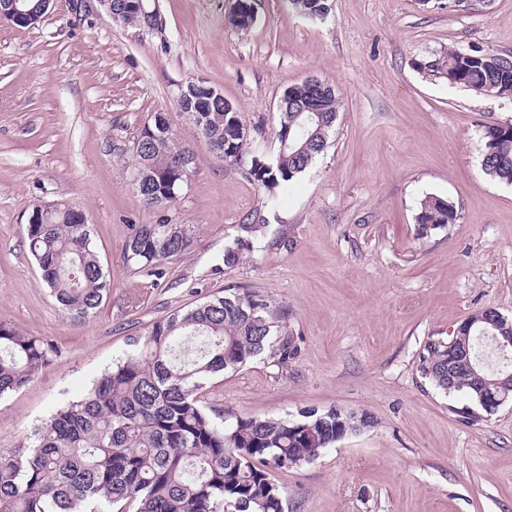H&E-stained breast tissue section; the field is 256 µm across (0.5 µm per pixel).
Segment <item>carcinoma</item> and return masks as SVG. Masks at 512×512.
<instances>
[{"label":"carcinoma","mask_w":512,"mask_h":512,"mask_svg":"<svg viewBox=\"0 0 512 512\" xmlns=\"http://www.w3.org/2000/svg\"><path fill=\"white\" fill-rule=\"evenodd\" d=\"M314 18L328 13L327 0H291ZM502 54L472 50L465 57L450 46L427 69L448 85L512 102V67ZM279 111V148L267 154L244 133L237 109L215 106L194 112L197 137L224 159L250 156L249 175L264 185H283L303 173L328 146L340 105L322 81L286 89ZM317 94L320 111L302 106ZM136 150L137 171L151 173L137 189L146 205L175 202L183 180L174 162L189 154L171 129ZM288 147L280 149L283 142ZM482 169L512 185V127L486 124L480 137ZM454 205L437 196L420 202L416 223L423 233L456 220ZM91 224H73L63 209L26 225V239L41 274L72 318L93 316L111 280L95 249ZM191 246L184 224H137L126 243L127 261L155 267ZM252 244L224 249V264H236ZM277 329L270 304L252 294L215 296L153 322L130 338L132 351L98 377L78 400L62 404L33 433L30 449L0 459V512H285L281 487L271 470L309 464L323 450L370 426L365 415L334 409H304L299 417H234L203 405L212 380L235 371L273 346ZM448 344L430 343L420 371L438 388L481 398V379L461 368L448 381L443 359ZM53 348L0 321V396L26 385L51 360Z\"/></svg>","instance_id":"obj_1"}]
</instances>
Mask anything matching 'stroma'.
Wrapping results in <instances>:
<instances>
[{
	"label": "stroma",
	"mask_w": 512,
	"mask_h": 512,
	"mask_svg": "<svg viewBox=\"0 0 512 512\" xmlns=\"http://www.w3.org/2000/svg\"><path fill=\"white\" fill-rule=\"evenodd\" d=\"M252 2L245 30L230 21L236 0H145L153 27L114 22L99 0H53L28 28L0 20V321L57 350L0 397V457L125 358L130 337L230 289L271 304L291 354L225 372L204 405L373 421L274 471L285 512H512V402L486 414L419 370L425 346L472 313L512 319V185L480 155L483 125L512 124V103L426 68L451 45L512 53V0H330L322 19ZM312 77L335 87L338 117L286 190L212 152L178 107L205 79L271 150L285 89ZM160 112L193 162L177 200L153 208L134 186V143ZM427 195L457 218L423 235ZM47 204L86 214L111 279L83 321L59 309L28 248L29 215ZM136 224L189 225L191 248L152 270L127 262ZM241 238L253 249L224 265Z\"/></svg>",
	"instance_id": "1"
}]
</instances>
